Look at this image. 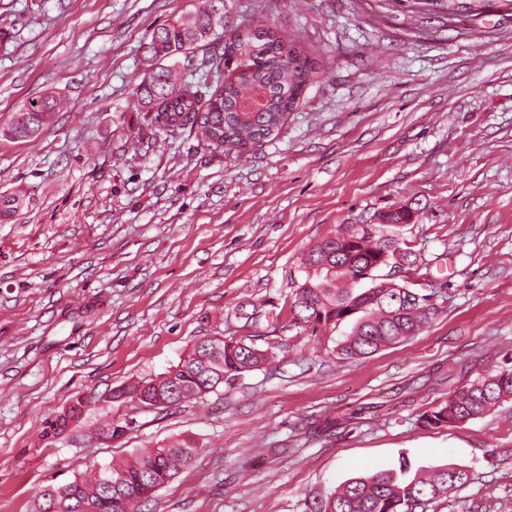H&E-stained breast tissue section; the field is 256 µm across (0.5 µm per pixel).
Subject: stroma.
Here are the masks:
<instances>
[{"label":"stroma","instance_id":"stroma-1","mask_svg":"<svg viewBox=\"0 0 512 512\" xmlns=\"http://www.w3.org/2000/svg\"><path fill=\"white\" fill-rule=\"evenodd\" d=\"M197 4L0 0V124L47 90L69 100L35 139L0 137V195L24 192L0 219V512H34L41 487L174 438L200 453L142 512H304L403 459L468 470L440 512H512V399L459 427L419 419L512 369V10L226 0L227 27L265 23L322 66L279 134L240 153L165 129L140 101L142 44ZM398 209L428 264L408 285L439 313L343 358L354 318L318 334L293 320L301 259ZM204 336L281 350L199 399L112 401ZM79 396L83 417L45 436Z\"/></svg>","mask_w":512,"mask_h":512}]
</instances>
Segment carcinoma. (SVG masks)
<instances>
[{
    "instance_id": "cac0c4a2",
    "label": "carcinoma",
    "mask_w": 512,
    "mask_h": 512,
    "mask_svg": "<svg viewBox=\"0 0 512 512\" xmlns=\"http://www.w3.org/2000/svg\"><path fill=\"white\" fill-rule=\"evenodd\" d=\"M225 0H201L191 15L180 16L154 29L143 44L148 77L144 100L159 112L163 126L187 128L217 148L226 144L246 150L279 134L288 112L319 73L318 62L285 43L267 26L224 28ZM432 10L456 16L482 9L484 0H422ZM224 34V62L213 57L194 61L195 52ZM178 56L187 61L179 73L164 61ZM226 68L235 77L210 86L206 76ZM64 97L48 91L30 99L0 127L12 140L35 137L50 124ZM394 212L383 224H342L336 234L317 243L301 263L304 283L295 293L292 312L312 331L328 330L359 315L351 332L337 345L345 358L367 357L382 348L411 339L430 325L438 306L405 284L384 286L377 272L390 266L395 252L418 269L427 263L400 236ZM366 287H357V278ZM265 349L222 336L200 338L179 362L155 378L113 393V398L141 404L162 397L171 403L202 398L274 358ZM512 397V369L480 376L448 391V396L421 414L426 426L455 427L491 413ZM87 402L77 398L63 413L47 422L46 435L65 430L78 419ZM200 449L187 440L146 448L134 459L94 469L87 478L48 484L36 495L35 512H134L151 501L164 484L190 465ZM468 481V473L443 465L429 474H410L407 461L397 471H379L355 478L342 488L315 496L307 512H437L448 493Z\"/></svg>"
}]
</instances>
